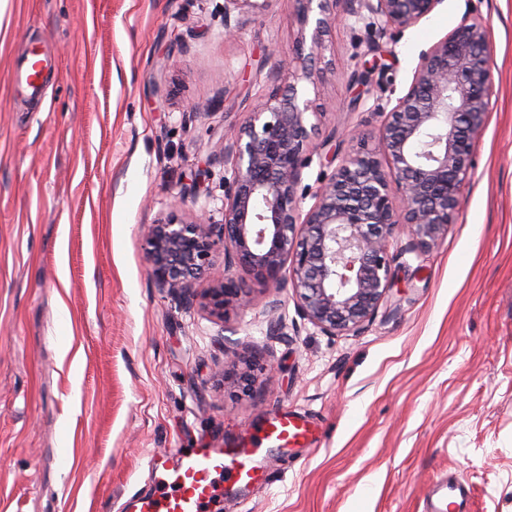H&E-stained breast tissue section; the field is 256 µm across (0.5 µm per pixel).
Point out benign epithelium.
Segmentation results:
<instances>
[{
    "mask_svg": "<svg viewBox=\"0 0 512 512\" xmlns=\"http://www.w3.org/2000/svg\"><path fill=\"white\" fill-rule=\"evenodd\" d=\"M342 1L347 15L381 33L416 26L441 2L294 0L300 29L294 80L268 89L224 140L231 176L224 178L221 219L205 212L183 217L180 197L145 235L152 276L186 299L224 253V279L201 295L202 308L221 322L250 303L228 271L241 267L279 288L286 270L302 319L330 336L355 331L395 284L390 245L397 228L408 225L413 246L423 251L447 235L462 207L493 94L488 26L471 16L420 52L406 93L382 111L377 145L343 158L303 210L299 185L318 152L313 139L321 113L299 94L298 83H321L316 60ZM261 8L259 0H224L225 36L240 30L232 14L254 17ZM269 370L256 354L235 376L249 388L256 373Z\"/></svg>",
    "mask_w": 512,
    "mask_h": 512,
    "instance_id": "1",
    "label": "benign epithelium"
}]
</instances>
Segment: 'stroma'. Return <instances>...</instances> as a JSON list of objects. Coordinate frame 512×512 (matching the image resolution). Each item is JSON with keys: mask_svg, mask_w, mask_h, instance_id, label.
Wrapping results in <instances>:
<instances>
[{"mask_svg": "<svg viewBox=\"0 0 512 512\" xmlns=\"http://www.w3.org/2000/svg\"><path fill=\"white\" fill-rule=\"evenodd\" d=\"M467 14L490 29L494 96L462 208L425 252L400 227L395 287L363 328L329 336L291 289L239 267L252 303L215 323L159 287L142 246L175 197L190 216L221 208L224 139L286 82L294 0H269L232 41L224 0H0V512H117L153 491L151 456L236 447L285 410L312 439L265 452L273 483L225 486L223 512H425L448 473L468 512H512V0H440L401 33L342 16L301 186L331 173L325 155L376 145L381 107ZM32 40L48 62L38 101L12 81ZM229 352L274 371L242 394Z\"/></svg>", "mask_w": 512, "mask_h": 512, "instance_id": "stroma-1", "label": "stroma"}]
</instances>
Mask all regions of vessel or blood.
I'll return each mask as SVG.
<instances>
[{
    "label": "vessel or blood",
    "instance_id": "1",
    "mask_svg": "<svg viewBox=\"0 0 512 512\" xmlns=\"http://www.w3.org/2000/svg\"><path fill=\"white\" fill-rule=\"evenodd\" d=\"M47 60L36 48L18 56L15 79L35 97L45 93L44 70ZM311 435L307 416L281 412L271 418L245 448H192L176 459L152 456L148 467L158 486L155 493L132 498L133 512H205L218 499L219 482L248 486L272 481V474L259 473L257 456L267 448L290 443L301 444ZM466 485L448 477L437 484L428 512H448L449 505H463Z\"/></svg>",
    "mask_w": 512,
    "mask_h": 512
}]
</instances>
